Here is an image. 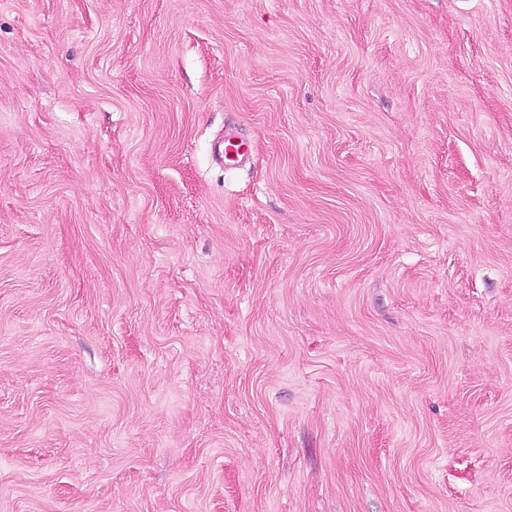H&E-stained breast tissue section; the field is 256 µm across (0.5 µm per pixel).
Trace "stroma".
I'll return each instance as SVG.
<instances>
[{"label":"stroma","mask_w":512,"mask_h":512,"mask_svg":"<svg viewBox=\"0 0 512 512\" xmlns=\"http://www.w3.org/2000/svg\"><path fill=\"white\" fill-rule=\"evenodd\" d=\"M0 512H512V0H0ZM248 155L249 146L244 140L226 138L219 142L214 157L216 164L227 170L236 168Z\"/></svg>","instance_id":"stroma-1"}]
</instances>
